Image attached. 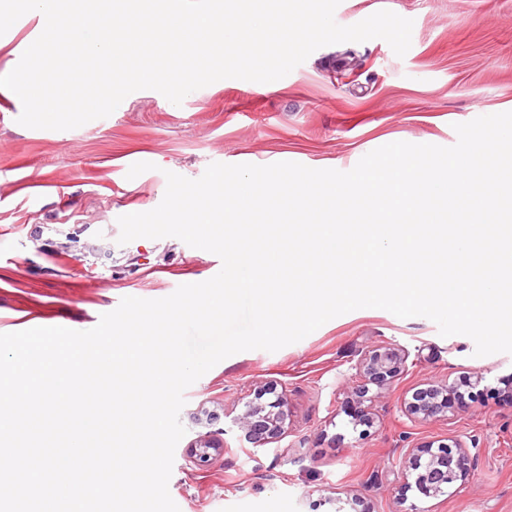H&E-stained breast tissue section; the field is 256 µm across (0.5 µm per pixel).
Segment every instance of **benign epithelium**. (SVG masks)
Segmentation results:
<instances>
[{"instance_id": "obj_1", "label": "benign epithelium", "mask_w": 512, "mask_h": 512, "mask_svg": "<svg viewBox=\"0 0 512 512\" xmlns=\"http://www.w3.org/2000/svg\"><path fill=\"white\" fill-rule=\"evenodd\" d=\"M408 353L400 347L378 346L367 352L356 364L364 384L352 391V416L359 423L370 422L372 404L369 403L368 385L380 389L390 386L406 370ZM275 395L268 403L247 401L242 413L233 423L243 430L253 444V451L267 449L281 438L289 417L285 392L276 387L267 388ZM462 393L458 386L437 382L416 390L406 412L412 421H433L448 417V412L462 406ZM224 455V438L218 433L197 437L185 449L186 460L205 468ZM479 452H474L465 442L455 439L452 443L434 444L426 441L406 450L400 470L401 489L413 490L421 500L448 497L461 489L474 470Z\"/></svg>"}]
</instances>
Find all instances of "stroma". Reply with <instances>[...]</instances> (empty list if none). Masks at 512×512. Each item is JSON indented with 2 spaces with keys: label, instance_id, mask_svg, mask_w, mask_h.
<instances>
[{
  "label": "stroma",
  "instance_id": "obj_1",
  "mask_svg": "<svg viewBox=\"0 0 512 512\" xmlns=\"http://www.w3.org/2000/svg\"><path fill=\"white\" fill-rule=\"evenodd\" d=\"M388 9L413 22L397 57L375 38L328 45L274 82L223 79L174 105L154 90L105 118L70 130L18 124L15 93L0 101V333L35 313L48 325H84L121 299H159L214 277L220 258L178 238L118 244L119 216L156 208L166 172L190 179L211 163L351 170L397 141L451 146L454 124L512 111V0H341L338 24ZM43 30L22 16L0 36V71L14 68ZM150 171L128 178L131 165ZM404 347L407 370L375 402L371 426L353 427L346 390L365 351ZM464 335L441 337L428 318L363 308L338 316L275 352L221 361L184 393L186 433L169 493L180 512H336L351 493L375 512H399L398 460L439 439L482 448L468 483L423 502L424 512H512V354H474ZM470 377L465 402L447 419L409 420L404 405L432 382ZM287 390L289 429L277 449L248 451L231 419L268 383ZM224 430V455L198 469L182 450Z\"/></svg>",
  "mask_w": 512,
  "mask_h": 512
}]
</instances>
